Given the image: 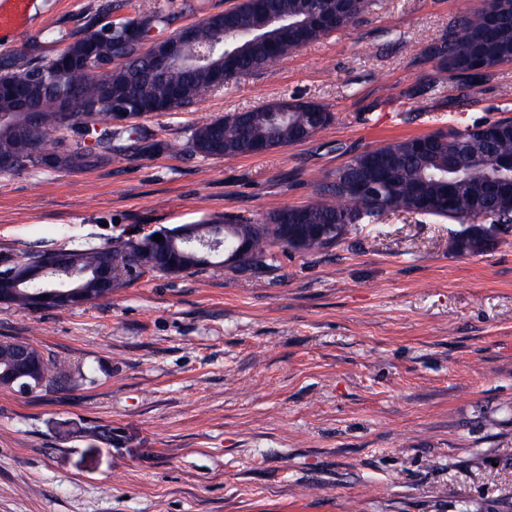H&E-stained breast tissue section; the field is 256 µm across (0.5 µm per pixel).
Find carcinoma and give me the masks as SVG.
<instances>
[{"label": "carcinoma", "mask_w": 512, "mask_h": 512, "mask_svg": "<svg viewBox=\"0 0 512 512\" xmlns=\"http://www.w3.org/2000/svg\"><path fill=\"white\" fill-rule=\"evenodd\" d=\"M368 0H356L352 11L342 12L332 0H240L221 15L198 22L195 55L200 66L192 73L179 68L163 79L150 75L130 30L149 38L152 32L171 24L176 16L173 2L155 4L154 9L117 23H103L107 13L118 8L114 0H103L82 35L50 55L35 43L0 53V84L13 88H38L49 82L56 90H75L68 111L59 110L56 99L43 94L42 123L30 133L28 115L15 99L0 95V119H7L23 133L0 128V154L18 160L13 173L44 170L36 152L46 147L55 152L57 171L83 170L105 164L116 157L138 159L163 149L173 154L202 158L246 157L255 141H267L277 148L305 141L334 122L335 115L320 103L296 101L286 112L277 104L228 114L192 125L184 141L155 143L138 120L146 116L141 104L170 101V111L184 110L204 95L220 88L213 76L214 63L227 59L231 67L224 81L261 72L274 61L301 47L326 39L339 29L358 22ZM98 44V54L77 69H61L57 59L63 54L81 55L88 42ZM440 65L462 75L478 61L488 73L512 62V0H485L484 6L462 14L448 35L433 40L426 48ZM128 90L118 102L102 92L103 80ZM126 114L123 124H114L116 113ZM432 141L425 151L417 144ZM390 163L387 182L368 197L359 183L372 177L378 157ZM512 157V119H500L463 129L446 130L417 137L392 140L365 150L336 169L332 178L318 189L317 199L295 207H274L262 222L238 219L196 225L197 238H217L220 249L207 252L180 238L179 229L161 230L162 248L173 261L148 264L156 251L154 233L117 240L89 249L63 252L75 274L77 295L89 304L108 298L95 280L102 264L112 268V289L116 290L143 275L193 274L211 266L224 265L223 256L241 236L249 238L251 254L244 269L255 272L291 253H310L339 243L363 224H378L390 213L429 215L464 225L449 241L458 255H475L507 242L512 228V190L491 192L494 183L512 182V170L503 160ZM56 282H43L0 296V303L37 311L33 293L57 289ZM27 348L38 361V377L32 390L48 391L62 385L66 374L57 367L53 355L29 342H0V372L8 367L15 352Z\"/></svg>", "instance_id": "carcinoma-1"}]
</instances>
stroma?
I'll list each match as a JSON object with an SVG mask.
<instances>
[{"instance_id": "1", "label": "stroma", "mask_w": 512, "mask_h": 512, "mask_svg": "<svg viewBox=\"0 0 512 512\" xmlns=\"http://www.w3.org/2000/svg\"><path fill=\"white\" fill-rule=\"evenodd\" d=\"M56 0L0 52L77 32ZM482 0H369L357 25L142 125L161 141L283 99L307 141L232 160L162 151L0 175V258L87 249L316 197L355 154L512 118V64L427 56ZM458 223L391 214L280 267L147 275L67 311L0 303V341L51 352L61 389L0 388V512H512V242L457 256Z\"/></svg>"}]
</instances>
